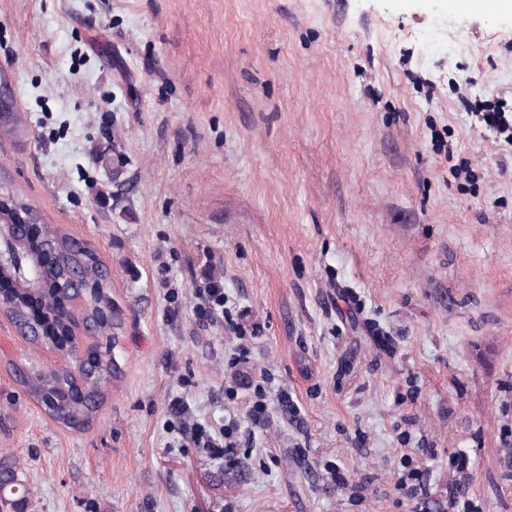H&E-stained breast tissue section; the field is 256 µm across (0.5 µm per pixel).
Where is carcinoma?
I'll return each instance as SVG.
<instances>
[{
    "instance_id": "cac0c4a2",
    "label": "carcinoma",
    "mask_w": 512,
    "mask_h": 512,
    "mask_svg": "<svg viewBox=\"0 0 512 512\" xmlns=\"http://www.w3.org/2000/svg\"><path fill=\"white\" fill-rule=\"evenodd\" d=\"M18 249L26 255L24 270L11 264L0 269L3 276L12 280L10 314L21 328L33 333L32 340L38 346L61 347L72 340L70 318L64 305V297L58 293L54 279L48 278L33 288L29 282L30 268L41 258L42 248H35L29 240L27 227L17 229ZM43 239L52 240L65 263L66 275L76 288L91 286L97 289L99 302L111 306L110 270L102 264L98 254L85 248L59 226L43 225ZM114 360L108 351L96 361V372L102 382L112 379ZM16 381L36 399L53 397L61 411L55 419L67 427L80 428L89 423L96 412L102 392L96 384H77L69 372L42 371L28 367L18 372Z\"/></svg>"
}]
</instances>
